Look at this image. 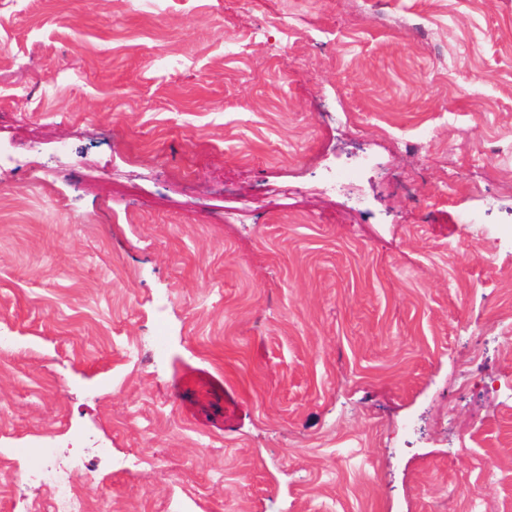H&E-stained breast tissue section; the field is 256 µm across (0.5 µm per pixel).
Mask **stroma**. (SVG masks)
<instances>
[{"instance_id": "1", "label": "stroma", "mask_w": 512, "mask_h": 512, "mask_svg": "<svg viewBox=\"0 0 512 512\" xmlns=\"http://www.w3.org/2000/svg\"><path fill=\"white\" fill-rule=\"evenodd\" d=\"M0 149V512H512V0H27ZM52 451V441L45 440L37 453L32 452L30 448H17L13 452L24 460L25 475L39 478L50 486L53 493L54 512H89V495L79 494L69 485L64 469L52 464Z\"/></svg>"}]
</instances>
